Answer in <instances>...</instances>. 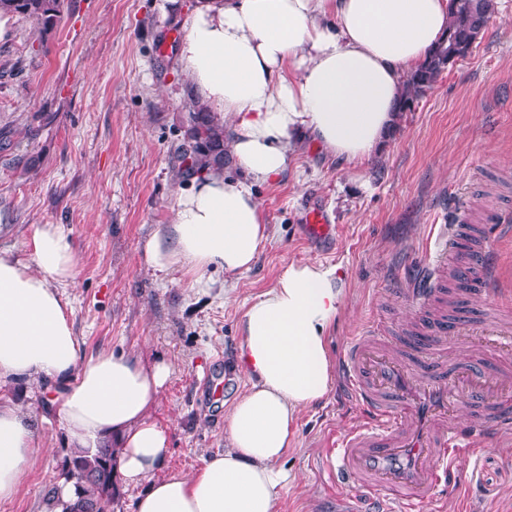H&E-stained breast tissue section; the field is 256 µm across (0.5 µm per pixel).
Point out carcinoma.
<instances>
[{
  "instance_id": "obj_1",
  "label": "carcinoma",
  "mask_w": 512,
  "mask_h": 512,
  "mask_svg": "<svg viewBox=\"0 0 512 512\" xmlns=\"http://www.w3.org/2000/svg\"><path fill=\"white\" fill-rule=\"evenodd\" d=\"M0 10L33 17L46 29L56 21L57 0H0ZM493 12V0H450L448 29L429 55L406 75V92L399 112L411 111L414 102L433 87L449 66L466 56ZM188 100L185 137L176 152L179 170L194 175L221 169L226 144L224 125L194 93H188ZM117 456L118 449L110 444L93 453L83 448L68 449L61 477L68 483L77 471L83 474V480L72 485L74 496L68 500L61 498L59 488L49 489L45 499L50 512H107L117 491Z\"/></svg>"
}]
</instances>
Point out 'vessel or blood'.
I'll list each match as a JSON object with an SVG mask.
<instances>
[{
	"label": "vessel or blood",
	"instance_id": "obj_1",
	"mask_svg": "<svg viewBox=\"0 0 512 512\" xmlns=\"http://www.w3.org/2000/svg\"><path fill=\"white\" fill-rule=\"evenodd\" d=\"M331 226L311 211L305 233L311 243L325 242ZM468 292L500 290L498 255L491 245H476L469 266L459 268ZM456 320L431 323L424 339L414 340L408 356L392 352L378 324L354 337L342 357L353 404L366 415L359 427L338 440L337 479H352L356 492L370 495L373 512L388 504H414L443 490L454 464L476 455L475 435L512 436V398L487 383L485 363L468 359L447 363L439 356L444 334L457 333ZM504 351L512 350V326L496 319L481 328ZM465 412L468 427L448 419Z\"/></svg>",
	"mask_w": 512,
	"mask_h": 512
}]
</instances>
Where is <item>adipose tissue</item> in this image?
Here are the masks:
<instances>
[{
  "instance_id": "ef3b65f1",
  "label": "adipose tissue",
  "mask_w": 512,
  "mask_h": 512,
  "mask_svg": "<svg viewBox=\"0 0 512 512\" xmlns=\"http://www.w3.org/2000/svg\"><path fill=\"white\" fill-rule=\"evenodd\" d=\"M449 0H199L179 62L215 112L232 117L235 173L208 174L178 198L174 221L146 244L160 272L250 269L268 235L255 184L279 178L299 139L331 157L372 159L394 128L404 79L446 30ZM32 264L0 253V386L48 382L69 441H114L117 469L146 484L136 512H274L281 465L300 413L333 382L328 341L344 308L335 266L292 263L243 315L237 363L250 387L227 414L229 445L192 476L154 479L169 433L152 422L169 375L162 364L102 352L85 357L55 290L74 279L61 225L38 226ZM35 429L0 402V500L19 491Z\"/></svg>"
}]
</instances>
